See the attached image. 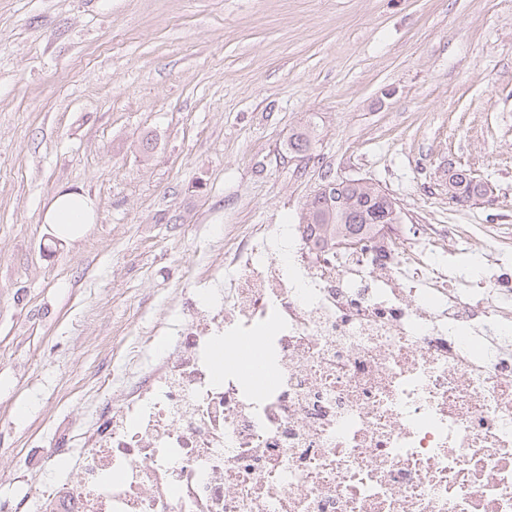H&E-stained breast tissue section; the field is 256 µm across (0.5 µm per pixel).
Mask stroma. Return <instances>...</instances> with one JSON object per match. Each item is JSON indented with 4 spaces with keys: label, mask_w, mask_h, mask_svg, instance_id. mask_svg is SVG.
Here are the masks:
<instances>
[{
    "label": "stroma",
    "mask_w": 512,
    "mask_h": 512,
    "mask_svg": "<svg viewBox=\"0 0 512 512\" xmlns=\"http://www.w3.org/2000/svg\"><path fill=\"white\" fill-rule=\"evenodd\" d=\"M452 167L486 194L455 202ZM346 179L410 224L512 225V0H0V500L38 512L229 225ZM64 189L97 214L67 243ZM94 219L93 201L78 191L58 193L44 216L45 224H53L57 235L70 239L81 236L84 224H93Z\"/></svg>",
    "instance_id": "1"
}]
</instances>
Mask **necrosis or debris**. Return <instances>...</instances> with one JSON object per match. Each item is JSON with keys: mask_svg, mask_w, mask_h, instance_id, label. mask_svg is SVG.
<instances>
[{"mask_svg": "<svg viewBox=\"0 0 512 512\" xmlns=\"http://www.w3.org/2000/svg\"><path fill=\"white\" fill-rule=\"evenodd\" d=\"M474 254L467 271L448 250ZM41 512H512V233L254 224ZM254 340L262 382L235 347ZM223 360H216V348Z\"/></svg>", "mask_w": 512, "mask_h": 512, "instance_id": "4bbe7bcc", "label": "necrosis or debris"}]
</instances>
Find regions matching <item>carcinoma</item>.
<instances>
[{"mask_svg": "<svg viewBox=\"0 0 512 512\" xmlns=\"http://www.w3.org/2000/svg\"><path fill=\"white\" fill-rule=\"evenodd\" d=\"M336 193L342 202L333 201L315 211L308 208L300 217L314 241L356 239L390 222V206L385 197L369 194L360 184L341 186Z\"/></svg>", "mask_w": 512, "mask_h": 512, "instance_id": "1", "label": "carcinoma"}]
</instances>
